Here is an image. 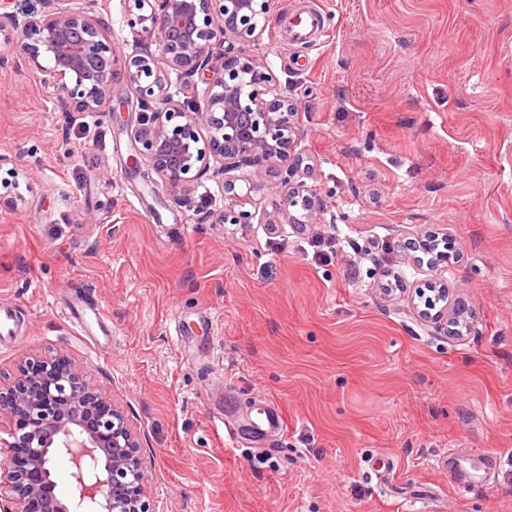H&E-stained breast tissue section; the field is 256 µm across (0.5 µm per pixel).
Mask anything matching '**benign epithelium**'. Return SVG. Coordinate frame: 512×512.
Returning a JSON list of instances; mask_svg holds the SVG:
<instances>
[{
  "label": "benign epithelium",
  "instance_id": "benign-epithelium-1",
  "mask_svg": "<svg viewBox=\"0 0 512 512\" xmlns=\"http://www.w3.org/2000/svg\"><path fill=\"white\" fill-rule=\"evenodd\" d=\"M22 19L0 14V43L18 51L29 69L61 92L69 112H100L116 79L140 107L130 138L144 180L156 174L173 192H186L200 175L213 171L224 182L231 204L220 222L249 224L248 194L236 191L235 172L254 167L279 177L283 207L267 216L277 224L303 228L324 212L316 188L299 175L297 103L272 70L249 54L273 0H135L126 25L138 53L118 65L102 20L76 0ZM171 71L202 99L196 111L181 108L170 92ZM205 84L198 90L194 77ZM422 256L418 266L434 272L427 283L440 289L417 317L448 333V319L461 316L448 306L442 277L448 255L437 248L447 234L414 235ZM19 426L3 448L27 449L25 465L0 468V512H154L145 483L146 461L124 410L93 387L85 368L64 356L26 359L18 376L0 382V415ZM58 454L71 464V496L55 493L48 466Z\"/></svg>",
  "mask_w": 512,
  "mask_h": 512
}]
</instances>
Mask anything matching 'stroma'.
Instances as JSON below:
<instances>
[{
	"mask_svg": "<svg viewBox=\"0 0 512 512\" xmlns=\"http://www.w3.org/2000/svg\"><path fill=\"white\" fill-rule=\"evenodd\" d=\"M306 2L275 0L251 48L300 106L324 203L303 231L262 223L281 198L249 168V224L217 223L211 174L143 181L122 82L91 116L20 57L0 68V305L22 327L0 380L24 356L85 367L141 439L155 512H512V0H314L317 46L278 32ZM90 5L133 55L134 0ZM430 230L453 244L461 339L411 308L430 273L401 234ZM264 399L282 428L253 442L242 411Z\"/></svg>",
	"mask_w": 512,
	"mask_h": 512,
	"instance_id": "35a3bbf8",
	"label": "stroma"
}]
</instances>
